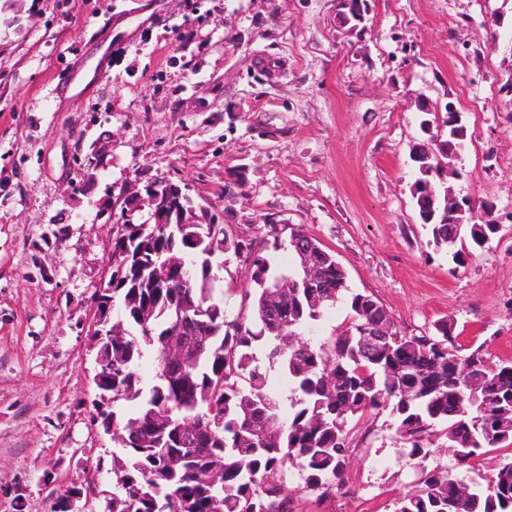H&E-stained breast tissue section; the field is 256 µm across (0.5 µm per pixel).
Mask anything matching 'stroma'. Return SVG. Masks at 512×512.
I'll use <instances>...</instances> for the list:
<instances>
[{"instance_id": "stroma-1", "label": "stroma", "mask_w": 512, "mask_h": 512, "mask_svg": "<svg viewBox=\"0 0 512 512\" xmlns=\"http://www.w3.org/2000/svg\"><path fill=\"white\" fill-rule=\"evenodd\" d=\"M0 0V512H49L51 491L112 495L115 443L93 420L95 292L126 182L186 189L239 237L301 226L352 291L373 295L407 335L447 319L462 345L512 362V0ZM111 12L123 31L109 75L51 91ZM467 130L445 183L500 231L464 265L435 249L410 192L425 138L415 99ZM345 492L301 512H392L420 471L399 454L390 411L349 425Z\"/></svg>"}]
</instances>
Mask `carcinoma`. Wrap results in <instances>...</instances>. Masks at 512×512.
<instances>
[{
  "instance_id": "obj_1",
  "label": "carcinoma",
  "mask_w": 512,
  "mask_h": 512,
  "mask_svg": "<svg viewBox=\"0 0 512 512\" xmlns=\"http://www.w3.org/2000/svg\"><path fill=\"white\" fill-rule=\"evenodd\" d=\"M465 126L447 127L436 153L412 150L418 176L412 197L421 221L430 226L433 243L464 262L499 231L496 224L469 225L470 247L457 249L468 217L448 216L443 189L429 177L438 157L457 155L464 147ZM217 215L185 210L181 223L148 210V218L124 224L117 234L133 242L130 252L143 258L126 264L118 286L103 293L96 312L108 300H119L112 318V343L101 347L112 364L99 391L112 395L94 405L93 420L112 429L122 448L112 456V499L106 512H299L288 495L285 476L297 471L305 488L318 498L331 497L344 484L349 451L348 422L391 409L404 447L399 452L421 461L433 451L428 431L445 425L454 465L421 468L417 483L396 501L394 512H512V363L494 364L484 344H457L452 325L442 320L433 334L397 339L366 357L356 345L357 331L386 312L373 296L352 293L350 322L342 332L319 343L301 339L326 309L348 291L347 277L336 270L334 255L314 241L326 267L323 285L309 288L301 269L277 267L266 247L236 236ZM224 239V264L236 260L255 284L252 311L232 314L226 301L213 295L215 276L207 267L211 229ZM273 249H294L304 233L291 229L285 244L268 225ZM200 234L195 257L181 252V231ZM165 260L195 265L192 288H157L159 271L151 253ZM288 296L286 308L272 306L273 296ZM206 310L203 346L181 366L164 359L170 337L166 328L184 302ZM266 343L267 358L281 364L283 382L295 394L284 406L270 387L256 357ZM155 376L143 383L138 367L145 356ZM195 419L199 429L185 440L182 424ZM508 450L486 485L470 483V497L453 500L450 481L456 469L475 464L492 451Z\"/></svg>"
}]
</instances>
